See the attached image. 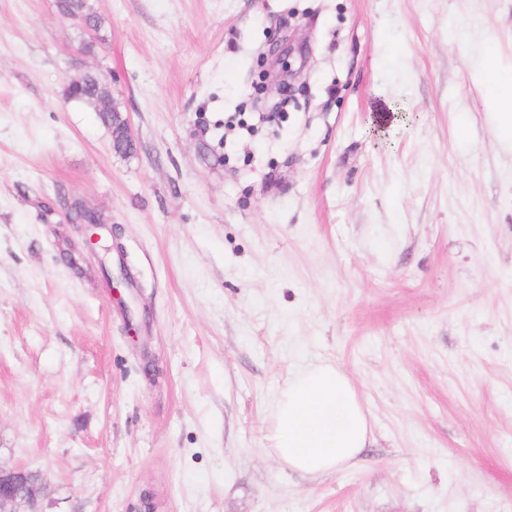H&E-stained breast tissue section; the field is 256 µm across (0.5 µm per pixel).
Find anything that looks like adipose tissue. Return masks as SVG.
<instances>
[{
	"instance_id": "1",
	"label": "adipose tissue",
	"mask_w": 512,
	"mask_h": 512,
	"mask_svg": "<svg viewBox=\"0 0 512 512\" xmlns=\"http://www.w3.org/2000/svg\"><path fill=\"white\" fill-rule=\"evenodd\" d=\"M484 73L498 125L512 138V71H502L491 59ZM369 435L362 400L333 362L295 373L273 410V448L289 468L305 474L321 475L349 465L367 446Z\"/></svg>"
}]
</instances>
